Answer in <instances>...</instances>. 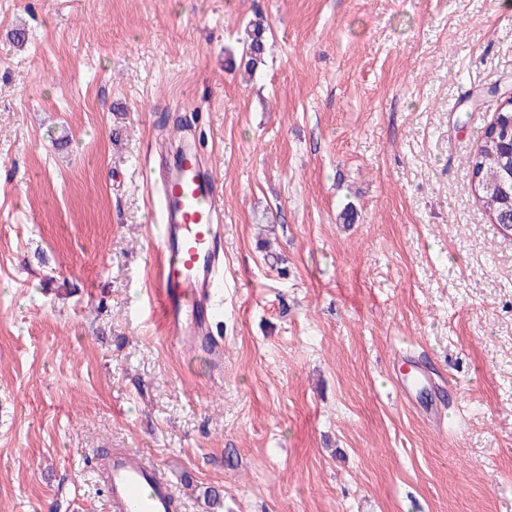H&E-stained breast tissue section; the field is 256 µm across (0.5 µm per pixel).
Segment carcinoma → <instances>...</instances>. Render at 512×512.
Masks as SVG:
<instances>
[{
    "instance_id": "cac0c4a2",
    "label": "carcinoma",
    "mask_w": 512,
    "mask_h": 512,
    "mask_svg": "<svg viewBox=\"0 0 512 512\" xmlns=\"http://www.w3.org/2000/svg\"><path fill=\"white\" fill-rule=\"evenodd\" d=\"M263 20L248 23L245 68L254 72L265 52ZM471 190L499 227L512 231V102L498 106L470 161Z\"/></svg>"
}]
</instances>
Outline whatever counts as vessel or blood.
<instances>
[{
    "label": "vessel or blood",
    "mask_w": 512,
    "mask_h": 512,
    "mask_svg": "<svg viewBox=\"0 0 512 512\" xmlns=\"http://www.w3.org/2000/svg\"><path fill=\"white\" fill-rule=\"evenodd\" d=\"M162 233L158 249L165 257L155 315L165 335L181 352L207 349L216 363L224 351L211 344L216 266L223 210L221 192L198 152L184 148L170 162L161 185ZM109 512H175L170 483L140 451L119 449L99 470Z\"/></svg>",
    "instance_id": "obj_1"
}]
</instances>
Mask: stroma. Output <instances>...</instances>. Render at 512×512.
Listing matches in <instances>:
<instances>
[{"mask_svg": "<svg viewBox=\"0 0 512 512\" xmlns=\"http://www.w3.org/2000/svg\"><path fill=\"white\" fill-rule=\"evenodd\" d=\"M498 85L512 0H0V512H107L102 448L180 512H512V233L468 174ZM181 133L224 196L219 371L150 316ZM263 19L250 21L246 27L248 41L244 49L245 54V68L253 73L259 64L263 62V55L265 52L264 34L266 27Z\"/></svg>", "mask_w": 512, "mask_h": 512, "instance_id": "obj_1", "label": "stroma"}]
</instances>
